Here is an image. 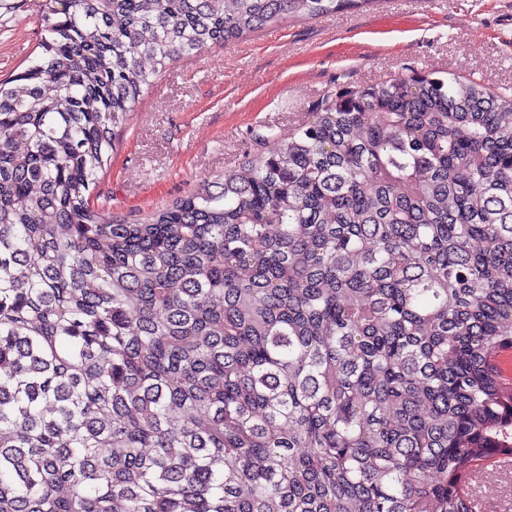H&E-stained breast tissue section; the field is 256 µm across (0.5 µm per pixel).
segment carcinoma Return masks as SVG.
Returning <instances> with one entry per match:
<instances>
[{
  "mask_svg": "<svg viewBox=\"0 0 512 512\" xmlns=\"http://www.w3.org/2000/svg\"><path fill=\"white\" fill-rule=\"evenodd\" d=\"M367 2L49 0L0 82V512H471L512 455V95L340 91L143 223L85 196L170 61Z\"/></svg>",
  "mask_w": 512,
  "mask_h": 512,
  "instance_id": "obj_1",
  "label": "carcinoma"
}]
</instances>
